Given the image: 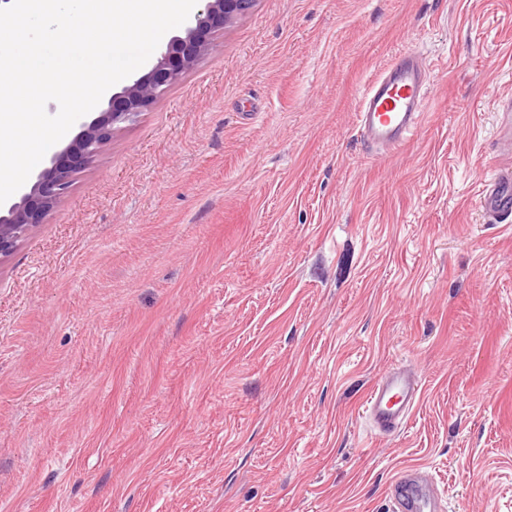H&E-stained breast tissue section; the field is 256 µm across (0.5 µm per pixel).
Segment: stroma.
<instances>
[{"mask_svg": "<svg viewBox=\"0 0 512 512\" xmlns=\"http://www.w3.org/2000/svg\"><path fill=\"white\" fill-rule=\"evenodd\" d=\"M435 83L370 155L361 92ZM512 0H252L0 261V512H512ZM422 395L377 435L368 387ZM429 93L419 55L399 54L363 91L356 113L361 138L373 149L403 147L421 126ZM495 167L494 163L487 162L484 169V189L480 204L483 210L496 224H511L512 222V173L509 169L500 173L491 181L485 180L487 168ZM421 398V385L400 366L391 367L371 386L365 399L366 416L379 435L392 434L409 419ZM389 500L398 512L442 511L441 501L435 496L428 481V471L418 465L402 468L391 486Z\"/></svg>", "mask_w": 512, "mask_h": 512, "instance_id": "obj_1", "label": "stroma"}]
</instances>
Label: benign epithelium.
I'll list each match as a JSON object with an SVG mask.
<instances>
[{"label": "benign epithelium", "mask_w": 512, "mask_h": 512, "mask_svg": "<svg viewBox=\"0 0 512 512\" xmlns=\"http://www.w3.org/2000/svg\"><path fill=\"white\" fill-rule=\"evenodd\" d=\"M200 2L201 9L184 33L166 43L152 68L111 94L98 115L82 121L71 142L29 176L20 188L18 199L0 205V261L10 257L20 242L45 222L56 204L68 194L74 176L94 161L121 125L134 120L208 54L214 35L243 12L247 0Z\"/></svg>", "instance_id": "benign-epithelium-1"}]
</instances>
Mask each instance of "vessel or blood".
<instances>
[{
	"mask_svg": "<svg viewBox=\"0 0 512 512\" xmlns=\"http://www.w3.org/2000/svg\"><path fill=\"white\" fill-rule=\"evenodd\" d=\"M429 93L419 55L413 51L399 54L363 91L357 112L361 138L373 148L394 151L403 147L422 123ZM480 204L495 223H511L512 173L506 171L485 182ZM420 398L419 381L411 372L395 366L371 386L365 412L374 430L388 435L404 425ZM389 498L396 512H440L442 508L429 485L427 471L417 465L398 472Z\"/></svg>",
	"mask_w": 512,
	"mask_h": 512,
	"instance_id": "b4317fda",
	"label": "vessel or blood"
}]
</instances>
